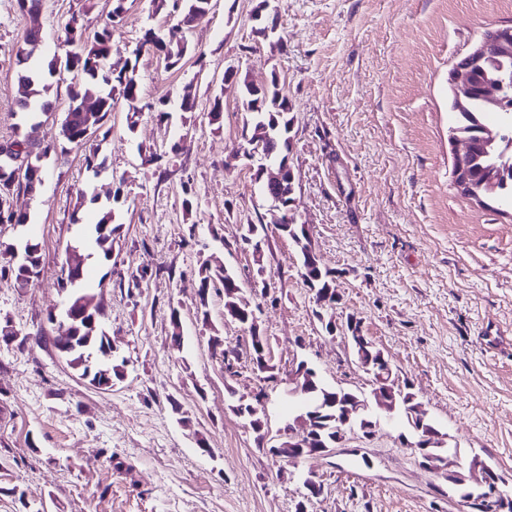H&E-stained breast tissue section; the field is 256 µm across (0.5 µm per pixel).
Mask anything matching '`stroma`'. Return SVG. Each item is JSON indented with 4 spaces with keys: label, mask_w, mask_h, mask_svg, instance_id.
I'll list each match as a JSON object with an SVG mask.
<instances>
[{
    "label": "stroma",
    "mask_w": 512,
    "mask_h": 512,
    "mask_svg": "<svg viewBox=\"0 0 512 512\" xmlns=\"http://www.w3.org/2000/svg\"><path fill=\"white\" fill-rule=\"evenodd\" d=\"M259 3L217 0L193 29L194 53L168 69L134 50L176 13L126 0L109 61L138 63L145 109L136 125L117 100L104 120L111 133L99 144L100 176L70 148L46 160L36 195L11 196L32 217L41 272L21 288L0 280V322L20 333L0 341V512H295L308 474L323 493L307 512H471L401 445L403 428L390 421L331 455L286 462L269 454L294 417L280 382L296 361L307 360L329 386L371 387L347 341L316 318L299 249L275 226L263 244L269 293L258 324L276 381L254 374L249 333L225 321L223 290L197 295L198 270L215 259L239 282L255 279L253 257L237 241L242 224L270 207L246 160L231 157L245 117L240 97L221 90L231 62L257 84L278 75L291 104L294 218L322 267L338 275L337 315L359 320L397 387L411 388L461 464L479 457L512 485V208L491 211L457 191L448 142V73L485 31L512 26V0H270L276 44L255 32ZM79 11L91 35L111 23L112 0H43L36 14L0 0V142L25 135L39 145L58 133L70 76L51 79L53 112L22 122L16 51L40 26L38 61L47 63ZM187 91L189 112L181 109ZM159 103L169 119L153 112ZM118 186L112 260L92 262L88 279L101 288L105 327L126 365L100 391L35 338L54 333L47 314L64 300L58 282L69 244ZM141 270L139 287H121ZM490 330L499 333L493 347ZM217 340L237 345V355L214 352ZM260 391L270 397L263 448L231 410L237 397Z\"/></svg>",
    "instance_id": "1"
}]
</instances>
